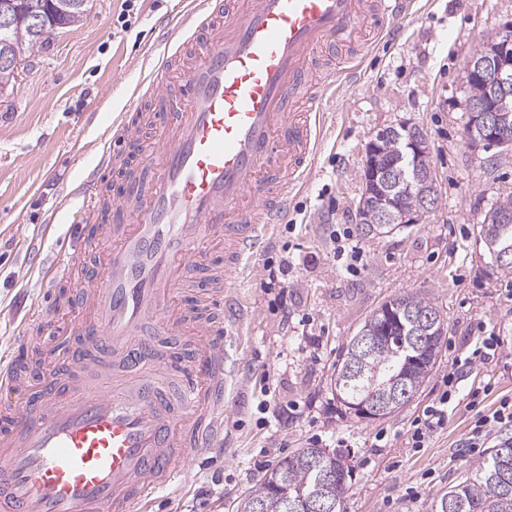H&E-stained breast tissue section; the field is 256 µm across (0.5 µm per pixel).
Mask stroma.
Masks as SVG:
<instances>
[{
  "instance_id": "stroma-1",
  "label": "stroma",
  "mask_w": 512,
  "mask_h": 512,
  "mask_svg": "<svg viewBox=\"0 0 512 512\" xmlns=\"http://www.w3.org/2000/svg\"><path fill=\"white\" fill-rule=\"evenodd\" d=\"M171 18L187 20L186 0H90L80 23L52 36L0 89V358L19 344L30 365L37 346L62 353L53 333L78 317L71 299L89 270L72 254L78 190L92 172L100 187L115 186L139 159L134 145L124 153L126 171L99 168L115 121L154 138V104L132 101L128 88L158 60L159 24ZM509 23L512 0H414L326 102L314 176L291 195L285 223L237 291L243 320L231 338L223 437L183 462L178 490L159 493L150 512H234L285 457L335 448L340 437L354 466L345 512H432L436 495L476 466L458 450L474 421L465 404L449 406L447 426L425 447H411L408 430L479 330L512 352V270L495 266L477 240L490 206L512 196V151L470 148L464 133L465 63ZM403 125L428 139L438 204L420 223L359 238L362 261L346 272L331 232L357 227L368 142ZM60 259L67 278L45 281V268ZM50 289L51 320H35L30 308ZM415 291L447 324L435 369L395 414L357 417L330 388L342 350L384 301Z\"/></svg>"
}]
</instances>
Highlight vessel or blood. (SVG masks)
<instances>
[{"label":"vessel or blood","mask_w":512,"mask_h":512,"mask_svg":"<svg viewBox=\"0 0 512 512\" xmlns=\"http://www.w3.org/2000/svg\"><path fill=\"white\" fill-rule=\"evenodd\" d=\"M410 4L191 0L190 26L133 93L157 104L160 135L92 240L105 271L73 298L91 319L63 328L69 363L23 385L16 359L0 361V512H148L178 463L214 446L244 260L306 183L324 104L359 66L349 48ZM137 139L117 125L113 162ZM100 204L85 197L74 235ZM89 363L111 391L86 383Z\"/></svg>","instance_id":"vessel-or-blood-1"}]
</instances>
